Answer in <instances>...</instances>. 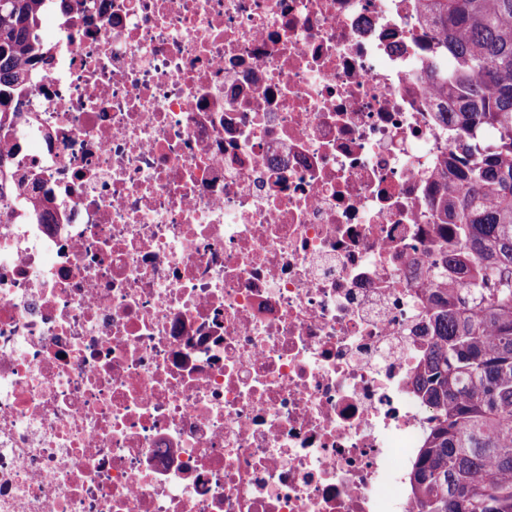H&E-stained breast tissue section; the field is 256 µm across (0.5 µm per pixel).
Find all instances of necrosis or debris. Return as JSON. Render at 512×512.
Instances as JSON below:
<instances>
[{
  "label": "necrosis or debris",
  "instance_id": "obj_1",
  "mask_svg": "<svg viewBox=\"0 0 512 512\" xmlns=\"http://www.w3.org/2000/svg\"><path fill=\"white\" fill-rule=\"evenodd\" d=\"M69 4L0 134V512H415L420 0ZM8 158L0 151V223L6 224L9 220L13 196L22 188V181L17 185L13 182L12 187L8 186Z\"/></svg>",
  "mask_w": 512,
  "mask_h": 512
}]
</instances>
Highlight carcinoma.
I'll use <instances>...</instances> for the list:
<instances>
[{
	"label": "carcinoma",
	"instance_id": "1",
	"mask_svg": "<svg viewBox=\"0 0 512 512\" xmlns=\"http://www.w3.org/2000/svg\"><path fill=\"white\" fill-rule=\"evenodd\" d=\"M41 0L0 5V115L39 58ZM428 69L455 128L433 197L440 229L414 389L433 410L410 471L419 512H512V0H426ZM0 154V223L13 196Z\"/></svg>",
	"mask_w": 512,
	"mask_h": 512
}]
</instances>
